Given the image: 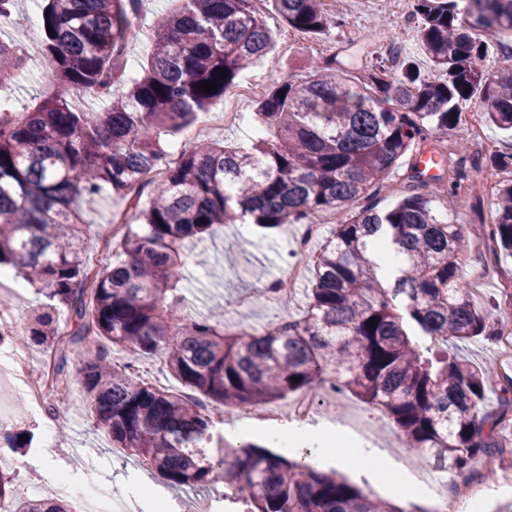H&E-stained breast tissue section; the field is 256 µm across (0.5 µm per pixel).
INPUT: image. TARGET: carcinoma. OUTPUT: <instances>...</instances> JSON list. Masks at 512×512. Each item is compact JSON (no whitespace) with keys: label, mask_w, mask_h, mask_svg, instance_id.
Masks as SVG:
<instances>
[{"label":"carcinoma","mask_w":512,"mask_h":512,"mask_svg":"<svg viewBox=\"0 0 512 512\" xmlns=\"http://www.w3.org/2000/svg\"><path fill=\"white\" fill-rule=\"evenodd\" d=\"M42 2L44 92L25 112L0 108V266H13L47 302L24 335H0V343L51 346L55 382L83 384L94 426L173 487L201 488L219 466L238 495L237 512H425L258 445H220L222 455L212 459L213 421L203 400L262 406L330 384L381 409L407 452L435 468L462 474L497 447L502 417L483 411L486 391L497 385L493 372L429 344L438 336L494 337L471 304L461 266L466 237L449 208L458 183L411 193L387 210L370 198L416 140L455 130L471 105L488 123L512 129V76L487 72L486 42L476 38L488 29L512 32V0H417L419 37L443 81L397 64L391 52L359 82L329 66L302 80L279 79L254 112L276 141L259 133L247 145H198L151 183L143 174L161 165L162 138L189 128L270 49L254 0H177L136 75L126 54L139 32L141 0ZM274 2L282 22L301 33L343 25L323 0ZM20 44L0 40V75L12 81L26 69L13 60ZM396 66L401 77L393 79ZM209 80L220 87H197ZM116 84L126 88L118 97ZM77 92L103 107L75 110ZM105 184L143 223L124 225L117 245L105 238L91 268L80 257L83 204ZM329 209L347 215L316 257L304 318L260 334L226 333L223 322L207 318L184 322V239L226 224H307ZM493 215L491 236L512 253V183L498 188ZM382 244L404 263L386 269L376 251ZM60 309L72 323L66 334L56 328ZM92 337L124 348L126 361L115 364L103 349L84 359ZM159 351L200 397L139 376L140 359ZM499 391L501 403L511 404L512 381ZM16 512L72 510L40 499Z\"/></svg>","instance_id":"cac0c4a2"}]
</instances>
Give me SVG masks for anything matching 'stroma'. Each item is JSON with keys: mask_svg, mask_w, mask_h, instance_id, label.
<instances>
[{"mask_svg": "<svg viewBox=\"0 0 512 512\" xmlns=\"http://www.w3.org/2000/svg\"><path fill=\"white\" fill-rule=\"evenodd\" d=\"M170 7L171 0H145L139 18L140 34L127 50L129 72H138L145 64L154 31ZM254 7L272 31V48L239 74L237 85L245 89V96L239 97L235 91H230L210 104V111L233 107L241 116L238 124L214 127L207 134V141L232 145L250 142L255 136L253 114L259 96L275 80L307 76L317 63L334 57L347 63L348 79L363 78L365 64L383 55L395 33L400 36L401 61L413 64L427 80L442 79L424 55L417 38L415 0H358L353 9L346 0H326L329 13L343 18L344 24L317 36L284 26L273 0H255ZM21 33L25 44L35 50L28 76L16 84L0 87V98L18 106L29 103L39 90L38 77L44 68V59L38 52L41 27L28 28ZM436 151L445 157L439 176L452 178L460 164L468 171L471 185L460 188L462 206L457 213V221L463 224L468 239V248L461 256L463 272L468 277L483 274L482 288L470 294L469 299L487 318L491 329L501 331L512 322L507 314L512 307L507 303V292L512 289V256L498 250L489 232L496 190L512 182V169L493 167L490 159L512 154V134L487 124L476 110H468L448 139L433 135L412 144L407 156L392 169L386 187L374 195L378 207H393L407 193L412 157L429 156ZM125 207V199L108 186L86 204L88 230L83 241L84 256L97 253L98 230L109 226L113 215ZM299 232L296 224L282 225L269 234L252 225L228 224L212 237L182 242L186 267L183 287L189 315L210 316L214 302L220 300L224 303L225 330L250 333L303 318L309 281H302L295 297L281 306L270 305L258 296L264 283L282 274ZM243 293L253 294V303L245 309L236 308L234 300ZM44 301V295L35 287L28 285L19 289L9 281L0 283V308H8L15 316L17 333H24L33 311ZM16 350L28 358L30 378L41 383L42 389L39 397L34 398L15 389L9 380L0 378V402L9 410L0 423L10 429L28 430L33 436L30 447L0 454V471L14 478L12 500L59 499L70 502L75 512H80L82 504L71 492L91 488L118 497L137 498L140 512H177L182 491L167 486L154 469L126 449L113 447L110 436L95 430L81 385L67 384L64 399L56 398L54 390L46 384L50 348L27 343L17 345ZM448 351L470 364L493 367L498 381L512 379V362L500 354L496 340L452 343ZM291 405L288 398L276 401L280 419L259 426L229 424L216 429L215 435L235 446L248 443L264 446L268 443V432L273 430L292 433L301 426L326 433L349 420L373 447L394 448L401 441L399 430L386 415L349 393L332 396L329 405L318 406L313 416L300 426L289 417ZM315 466L324 471L333 468L342 472L371 495L384 499L398 495L384 475L374 469H362L352 455L331 454L316 461ZM61 475L68 476L71 492L56 490L57 478Z\"/></svg>", "mask_w": 512, "mask_h": 512, "instance_id": "obj_1", "label": "stroma"}]
</instances>
